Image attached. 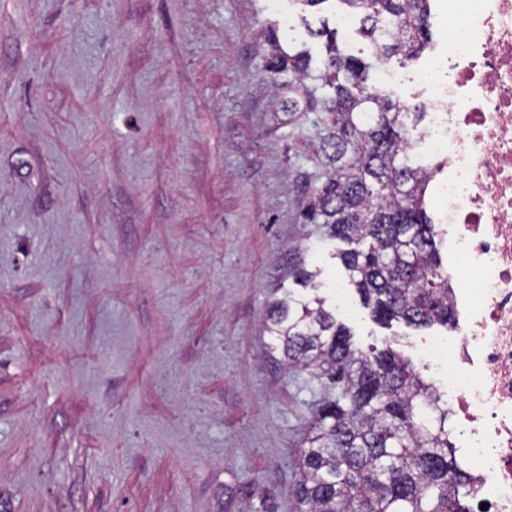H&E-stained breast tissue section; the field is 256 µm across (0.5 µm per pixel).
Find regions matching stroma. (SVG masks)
<instances>
[{"label": "stroma", "mask_w": 512, "mask_h": 512, "mask_svg": "<svg viewBox=\"0 0 512 512\" xmlns=\"http://www.w3.org/2000/svg\"><path fill=\"white\" fill-rule=\"evenodd\" d=\"M287 0H0V512H293L318 386L263 327L290 249L355 345L428 367L445 327L375 323L299 213L314 164L260 30ZM379 65L407 108L431 53Z\"/></svg>", "instance_id": "1"}]
</instances>
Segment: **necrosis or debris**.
<instances>
[{"instance_id": "obj_1", "label": "necrosis or debris", "mask_w": 512, "mask_h": 512, "mask_svg": "<svg viewBox=\"0 0 512 512\" xmlns=\"http://www.w3.org/2000/svg\"><path fill=\"white\" fill-rule=\"evenodd\" d=\"M448 25L430 121L452 333L444 395L476 479L470 512H512V0H444Z\"/></svg>"}]
</instances>
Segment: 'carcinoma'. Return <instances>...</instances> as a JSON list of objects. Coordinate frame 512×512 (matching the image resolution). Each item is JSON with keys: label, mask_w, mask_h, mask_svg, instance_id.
<instances>
[{"label": "carcinoma", "mask_w": 512, "mask_h": 512, "mask_svg": "<svg viewBox=\"0 0 512 512\" xmlns=\"http://www.w3.org/2000/svg\"><path fill=\"white\" fill-rule=\"evenodd\" d=\"M340 2L361 14L363 56L326 22L309 31L325 38L315 67L308 50L263 32L277 110L290 123L315 114L317 135L305 143L315 171L301 219L349 245L338 257L377 322L448 326L442 241L425 209L430 172L412 166L407 150L423 113L369 83L376 64L413 60L429 46L430 0ZM291 275L314 290L320 270L299 256ZM264 325L287 368L311 371L322 391L301 439L295 512H466L472 477L450 441L448 407L409 361L388 346L356 348L316 294L274 299Z\"/></svg>", "instance_id": "obj_1"}]
</instances>
